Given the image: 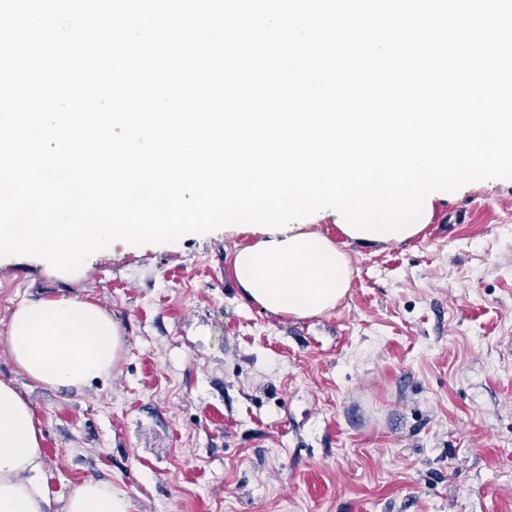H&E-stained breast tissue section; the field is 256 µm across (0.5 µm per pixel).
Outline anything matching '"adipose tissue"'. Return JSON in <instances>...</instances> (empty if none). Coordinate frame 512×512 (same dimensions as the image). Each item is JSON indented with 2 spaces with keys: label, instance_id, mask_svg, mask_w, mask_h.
I'll list each match as a JSON object with an SVG mask.
<instances>
[{
  "label": "adipose tissue",
  "instance_id": "obj_1",
  "mask_svg": "<svg viewBox=\"0 0 512 512\" xmlns=\"http://www.w3.org/2000/svg\"><path fill=\"white\" fill-rule=\"evenodd\" d=\"M6 347L31 379L53 389L79 390L112 373L124 338L106 310L63 296L17 308ZM42 466L35 413L12 383L0 380V512H46ZM65 512H133V503L123 488L89 478L69 494Z\"/></svg>",
  "mask_w": 512,
  "mask_h": 512
}]
</instances>
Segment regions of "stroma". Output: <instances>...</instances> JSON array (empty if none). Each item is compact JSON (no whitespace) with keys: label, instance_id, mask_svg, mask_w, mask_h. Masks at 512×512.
<instances>
[{"label":"stroma","instance_id":"obj_1","mask_svg":"<svg viewBox=\"0 0 512 512\" xmlns=\"http://www.w3.org/2000/svg\"><path fill=\"white\" fill-rule=\"evenodd\" d=\"M313 229L354 275L307 319L241 300L248 226L118 242L73 279L0 256V380L41 424L48 512L89 477L134 512H512V180L463 185L402 243ZM64 295L125 340L79 391L31 380L5 345L16 308Z\"/></svg>","mask_w":512,"mask_h":512}]
</instances>
